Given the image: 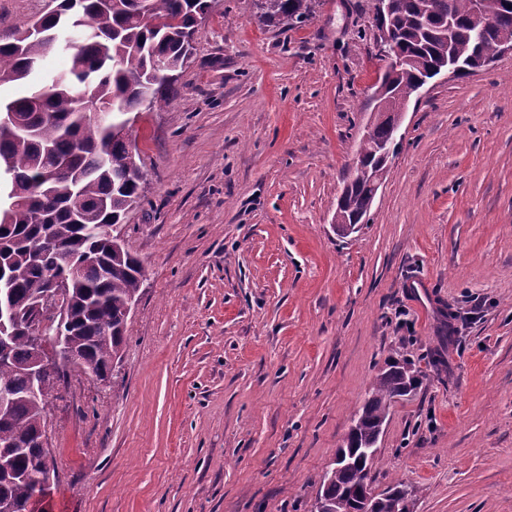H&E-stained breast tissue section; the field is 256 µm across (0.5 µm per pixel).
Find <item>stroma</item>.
Returning a JSON list of instances; mask_svg holds the SVG:
<instances>
[{
  "instance_id": "stroma-1",
  "label": "stroma",
  "mask_w": 512,
  "mask_h": 512,
  "mask_svg": "<svg viewBox=\"0 0 512 512\" xmlns=\"http://www.w3.org/2000/svg\"><path fill=\"white\" fill-rule=\"evenodd\" d=\"M290 28L214 0L169 106L133 134L145 276L117 371L45 412L47 512H312L393 359L370 472L414 512H512V55L411 98L359 232L337 199L386 64L372 0H303ZM458 313L447 370L427 355Z\"/></svg>"
}]
</instances>
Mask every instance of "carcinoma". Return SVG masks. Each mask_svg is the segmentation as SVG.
I'll list each match as a JSON object with an SVG mask.
<instances>
[{"instance_id": "obj_1", "label": "carcinoma", "mask_w": 512, "mask_h": 512, "mask_svg": "<svg viewBox=\"0 0 512 512\" xmlns=\"http://www.w3.org/2000/svg\"><path fill=\"white\" fill-rule=\"evenodd\" d=\"M472 0H397L393 16L373 24L375 38L391 43L410 60L386 71L374 86L377 114L361 141V168L338 200L335 223L351 224L370 211V182L385 170L379 158L391 144L388 113L402 112L418 86L435 77L441 61L457 65L493 60L512 44V0H487L494 24L476 37ZM211 0H56L54 9L12 36L0 39V86L25 80L55 50L70 55V67L47 75L44 85L9 99L0 109L15 113L24 130L0 133V303L19 315L32 312L34 286L64 271V257L82 262L72 290L69 345L80 357L78 370L102 376L121 359L128 307L137 300L145 275L142 260L120 242L114 246L102 228L121 224L140 200L143 178L134 139L111 132L85 117L89 98L117 112H150L169 104L174 73L192 55L196 28L209 14ZM259 20L288 28L302 22L303 0H262ZM88 81L74 82L75 72ZM18 188L25 202L13 204ZM446 344L431 354L445 365L455 345L452 327ZM10 360L0 364V390L11 394L0 415V502L24 503L41 497L39 442L45 406L59 376H44L40 392L29 391L26 368L33 358L28 336L9 340ZM410 360H392L371 385V395L355 414L346 438L351 465L335 466L319 496L331 512H355L357 494L371 488L375 457L362 449L381 433L390 404L419 382ZM416 490L396 482L376 495L377 512H413Z\"/></svg>"}]
</instances>
